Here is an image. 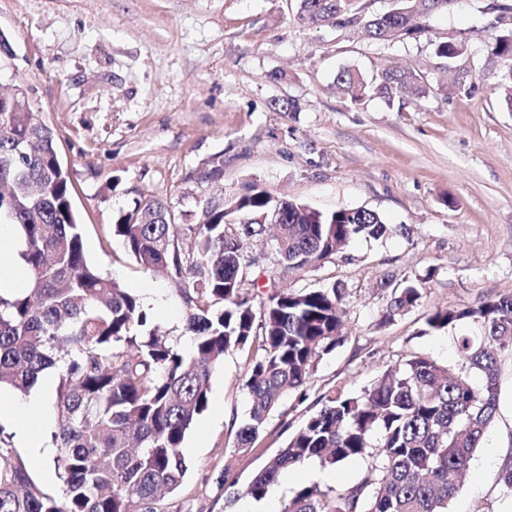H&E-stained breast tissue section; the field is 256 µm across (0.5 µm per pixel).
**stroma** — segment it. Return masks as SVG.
I'll return each instance as SVG.
<instances>
[{
	"label": "stroma",
	"mask_w": 512,
	"mask_h": 512,
	"mask_svg": "<svg viewBox=\"0 0 512 512\" xmlns=\"http://www.w3.org/2000/svg\"><path fill=\"white\" fill-rule=\"evenodd\" d=\"M491 0H451L414 39L379 42L359 29L299 23V0H0V92L22 87L34 117L56 133L87 260L146 303L154 322L180 340L186 307L174 279L142 271L109 228L134 200H165L184 224L198 223L210 197L232 199L252 185L328 212L366 208L405 234L357 240L344 254L278 280L297 291L337 285L348 314L343 340L323 356L305 400L288 397L248 453L234 451L246 420L245 381L255 350L225 355L209 403L187 432L188 470L156 512H249L252 475L285 443L328 389L361 392L413 354L457 363L459 328L434 331L437 307L512 295V109L504 101L496 36L512 30ZM465 44L447 59L434 45ZM349 67L364 79L409 70L426 87L409 102L369 95L351 102L334 80ZM296 105L285 112V101ZM224 155L221 182L197 176ZM426 280L418 304L384 321L407 282ZM34 459L8 417L0 453L21 459L29 477L61 497L63 473L52 435ZM512 455V356L502 357L498 410L448 512H512L498 475ZM356 458L313 481L305 465L282 471L265 497L283 512L303 486L344 489L366 471ZM235 483L220 487L221 476Z\"/></svg>",
	"instance_id": "1"
}]
</instances>
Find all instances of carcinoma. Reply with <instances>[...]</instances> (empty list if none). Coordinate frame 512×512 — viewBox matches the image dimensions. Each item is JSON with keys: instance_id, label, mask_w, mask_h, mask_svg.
I'll use <instances>...</instances> for the list:
<instances>
[{"instance_id": "cac0c4a2", "label": "carcinoma", "mask_w": 512, "mask_h": 512, "mask_svg": "<svg viewBox=\"0 0 512 512\" xmlns=\"http://www.w3.org/2000/svg\"><path fill=\"white\" fill-rule=\"evenodd\" d=\"M342 2L300 0L298 19L308 27L329 20L339 27L361 24L368 37L385 42L417 37L425 31L423 20L452 0H398L392 11L367 20L345 11ZM464 51L459 42L435 44L443 58ZM494 54L508 62L506 103L512 106V33L497 37ZM336 84L353 102L369 93L389 103L426 93L409 71H385L368 83L343 68ZM223 175L224 154L216 153L199 179ZM233 204L281 217L275 266L282 276L333 258L356 238L378 240L404 230L372 210L325 213L276 200L257 185ZM173 215L160 199L143 197L117 215L112 236L142 270L174 276L188 310V354L152 323L136 295L87 261L54 131L26 110L0 112V224L19 227L28 271L25 288L0 296V384L26 392L57 365V353L69 356L53 436L64 499L35 485L21 460L0 454V512H155L157 499L176 492L187 472L182 444L208 407L210 378L226 353L255 343L260 351L246 381L248 419L234 445L244 454L284 399L305 395L318 360L342 341L341 289L290 292L275 287L272 277L263 284L249 278L242 238L262 233L264 225L227 224L222 206L200 224L181 225ZM182 234L191 239L186 251L178 246ZM419 285L394 296L384 321L418 303ZM253 289L265 290L257 309ZM426 324L433 330L475 327L477 334L455 337L458 367L412 355L359 394L326 391L245 494L262 498L283 470L304 461L335 466L367 456L370 466L356 483L340 491L306 485L283 512H447L459 489L450 477L468 470L496 416L499 361L512 355V295L438 308ZM472 373L482 377L481 386L470 383Z\"/></svg>"}]
</instances>
